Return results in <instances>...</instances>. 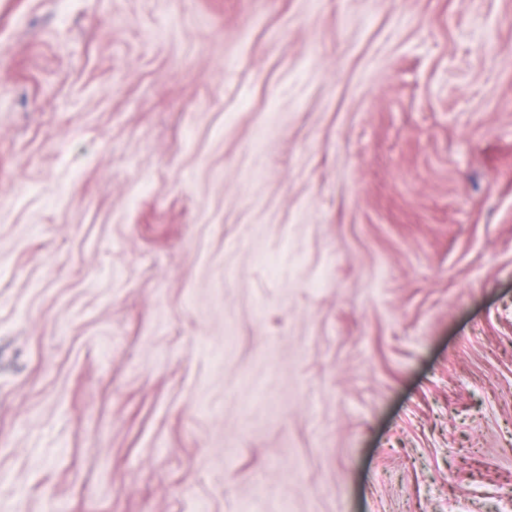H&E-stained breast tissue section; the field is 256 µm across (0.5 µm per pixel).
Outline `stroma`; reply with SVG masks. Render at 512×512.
<instances>
[{"label":"stroma","instance_id":"35a3bbf8","mask_svg":"<svg viewBox=\"0 0 512 512\" xmlns=\"http://www.w3.org/2000/svg\"><path fill=\"white\" fill-rule=\"evenodd\" d=\"M512 512V0H0V512Z\"/></svg>","mask_w":512,"mask_h":512}]
</instances>
